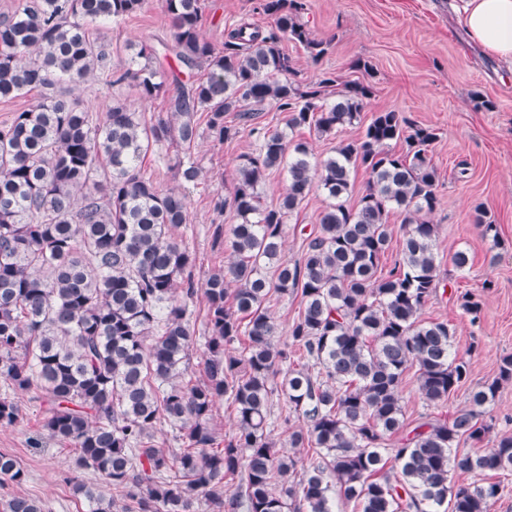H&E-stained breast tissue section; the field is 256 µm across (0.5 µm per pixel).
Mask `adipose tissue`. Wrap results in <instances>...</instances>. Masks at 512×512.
<instances>
[{"label":"adipose tissue","instance_id":"obj_1","mask_svg":"<svg viewBox=\"0 0 512 512\" xmlns=\"http://www.w3.org/2000/svg\"><path fill=\"white\" fill-rule=\"evenodd\" d=\"M456 10L488 55L512 65V0H459Z\"/></svg>","mask_w":512,"mask_h":512}]
</instances>
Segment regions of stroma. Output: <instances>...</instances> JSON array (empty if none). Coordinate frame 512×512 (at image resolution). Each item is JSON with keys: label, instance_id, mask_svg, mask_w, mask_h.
I'll return each mask as SVG.
<instances>
[{"label": "stroma", "instance_id": "obj_1", "mask_svg": "<svg viewBox=\"0 0 512 512\" xmlns=\"http://www.w3.org/2000/svg\"><path fill=\"white\" fill-rule=\"evenodd\" d=\"M303 16L316 38L331 40L329 53L312 64L305 50L290 42L282 49L291 57L303 78L319 70L338 73L346 80H370L373 94L368 112L395 109L419 125L437 129L432 158L439 172L440 205L432 217L437 226L436 252L440 264L438 292L426 305L423 316L445 321L455 329L453 349L470 364L466 386L433 408V416L448 419L467 404L470 389L491 380L500 359L512 355V72L471 39L459 24L450 0H306ZM260 0H203L202 35L214 45L240 21L267 26L259 10ZM96 33L111 43L109 68L130 66L128 44L154 47L171 43L172 28L163 0H147L136 17L120 24H100ZM368 61L372 75L354 66ZM491 98L495 107L486 110L477 95ZM73 98L95 112L107 111L113 99L126 100L146 118L163 108L162 101L141 100L128 85H109L98 75L75 88ZM258 146L249 132L221 143L210 137L197 141L193 154L206 177L197 185L181 186L173 168L174 150L157 148L142 163L147 176L162 190L183 188L189 219L175 235L196 255L194 276L205 281L229 255L226 245H214L213 222L222 219L231 228L237 218L232 210L216 214L214 203L228 197L233 188L241 155ZM466 163L467 178L457 176ZM326 205L320 190H313L297 216L285 226L286 258H297L303 241L319 223ZM484 206L498 227L500 245L491 248L471 221L474 206ZM467 250L472 264L457 272L453 254ZM471 292L482 303L479 322L463 313L459 296ZM24 419L14 427L0 428V452L16 457L27 471L22 486H0V503L15 495L40 498L52 512H86L84 501L72 496L66 483L76 451L43 437L40 406L32 394L20 398Z\"/></svg>", "mask_w": 512, "mask_h": 512}]
</instances>
